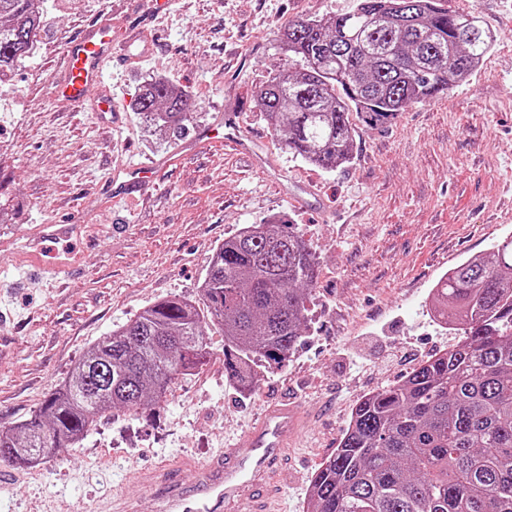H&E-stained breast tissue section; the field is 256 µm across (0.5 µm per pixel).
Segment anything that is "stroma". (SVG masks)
Here are the masks:
<instances>
[{"label":"stroma","mask_w":512,"mask_h":512,"mask_svg":"<svg viewBox=\"0 0 512 512\" xmlns=\"http://www.w3.org/2000/svg\"><path fill=\"white\" fill-rule=\"evenodd\" d=\"M112 3L47 0L36 52L0 85V426L30 418L88 347L149 304L197 300L215 249L250 224L293 225L315 252L307 327L283 366L258 368L249 394L226 379L224 337L207 327L209 362L180 376L161 407L113 412L36 467L0 463V512H46L52 500L85 507L116 489L156 512L133 471L205 461L229 438L245 446L250 422L286 398L307 420L282 507L304 512L357 402L458 342L430 311L438 279L512 234V0H447L495 32L492 50L465 81L386 123L352 113V155L333 170L284 150L256 96L286 23L342 14L355 0H179L151 27L154 54L106 64L115 116L49 101L68 42L104 14L123 27ZM154 77L187 94V127L217 120L220 104L238 111L262 163L211 143L144 196L114 200L111 171L184 141L154 133L133 109ZM42 224L74 230L34 241ZM35 244L40 269L24 258ZM67 254L75 267L62 276L55 263Z\"/></svg>","instance_id":"35a3bbf8"}]
</instances>
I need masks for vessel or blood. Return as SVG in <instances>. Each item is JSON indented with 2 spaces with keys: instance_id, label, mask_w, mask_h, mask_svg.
Returning a JSON list of instances; mask_svg holds the SVG:
<instances>
[{
  "instance_id": "obj_1",
  "label": "vessel or blood",
  "mask_w": 512,
  "mask_h": 512,
  "mask_svg": "<svg viewBox=\"0 0 512 512\" xmlns=\"http://www.w3.org/2000/svg\"><path fill=\"white\" fill-rule=\"evenodd\" d=\"M172 3L173 0H149L147 8L131 9L125 39L120 44L115 41L111 20L87 25L64 50L65 71L54 85V95L82 101L91 89L102 86L106 61L136 50L149 52V44H137L136 38ZM237 119V113L228 112L223 122L199 126L181 146V155L195 152L200 144L223 134L225 129L236 128ZM178 163V157L171 156L158 166H129L113 171L108 180L113 197L126 198L141 192L157 168L167 169ZM300 437V415L295 406L284 400L270 405L252 422L247 447L228 446L207 461L191 465V478H184L181 469L159 465L151 471L132 474L131 480L156 487L158 512H235L243 500L250 502L252 512H280V480L287 474L288 457Z\"/></svg>"
}]
</instances>
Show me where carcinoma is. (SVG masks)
Here are the masks:
<instances>
[{"label": "carcinoma", "mask_w": 512, "mask_h": 512, "mask_svg": "<svg viewBox=\"0 0 512 512\" xmlns=\"http://www.w3.org/2000/svg\"><path fill=\"white\" fill-rule=\"evenodd\" d=\"M44 14L45 0H0V76L33 53ZM279 40L285 58L257 107L285 150L332 170L351 157V112L381 121L447 92L496 34L442 0H356L345 14L284 25ZM135 109L166 132L186 119L187 95L158 78ZM317 268L290 225L241 228L216 249L199 300L153 302L90 346L31 418L0 426V461L39 462L106 412L161 405L177 376L209 360L210 323L224 332V376L250 391L255 366L282 364L302 336ZM433 297L462 339L357 404L306 512H512V236L450 269Z\"/></svg>", "instance_id": "obj_1"}]
</instances>
